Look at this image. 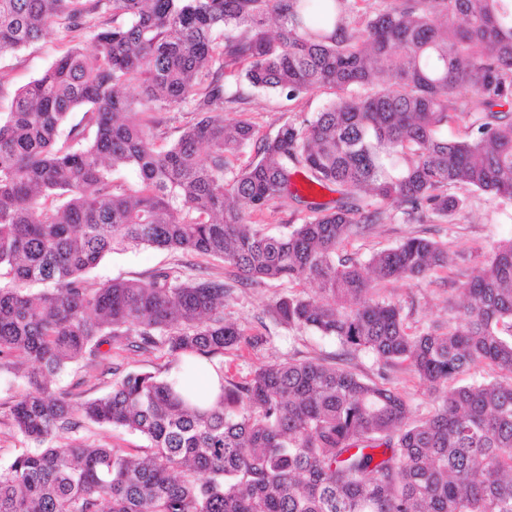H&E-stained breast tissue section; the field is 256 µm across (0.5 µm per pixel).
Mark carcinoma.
Wrapping results in <instances>:
<instances>
[{"label":"carcinoma","mask_w":512,"mask_h":512,"mask_svg":"<svg viewBox=\"0 0 512 512\" xmlns=\"http://www.w3.org/2000/svg\"><path fill=\"white\" fill-rule=\"evenodd\" d=\"M357 2L0 0V50L57 26L74 42L0 113V375L23 379L8 420L28 444L0 465V512H512V240L463 284L462 324L416 335L373 282L446 269L448 246L412 237L364 264L338 257L386 219L371 199L437 220L459 206L450 186L512 201V0ZM325 87L327 107L273 136L224 121L255 92ZM181 107L193 121L157 144L154 113ZM462 107L475 119L450 141L440 129ZM77 111L85 124L59 142ZM248 146L255 160L239 167ZM123 168L136 180L114 177ZM299 168L345 196L326 209L292 193ZM283 198L312 217L266 235L251 215ZM137 247L221 260L245 286L315 283L274 317L346 357L368 351L428 386L477 364L495 376L417 416L392 388L319 360L223 378L210 406L143 372L77 405L53 387L75 361L109 371L114 350L259 343L224 319L231 287L210 274L87 286L107 255ZM91 423L140 434L147 454L52 446Z\"/></svg>","instance_id":"carcinoma-1"}]
</instances>
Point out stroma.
Instances as JSON below:
<instances>
[{"instance_id":"stroma-1","label":"stroma","mask_w":512,"mask_h":512,"mask_svg":"<svg viewBox=\"0 0 512 512\" xmlns=\"http://www.w3.org/2000/svg\"><path fill=\"white\" fill-rule=\"evenodd\" d=\"M69 47L67 38L52 31L26 47L0 51V113L9 111L16 92L39 77ZM333 98L332 90L326 88L291 101L275 94L259 93L250 97L242 109L226 110L225 119L229 122L249 119L261 134L272 135L284 121L299 122L309 118L322 111ZM453 194L461 205L444 221L411 220L396 204L382 203L386 221L369 225L360 234L349 237L342 247L343 253L365 261L372 254L395 247L409 237L447 245L451 257L447 269L422 279L393 280L380 286L379 297L401 306L404 326L412 334L447 325L452 316L449 300L458 298L461 284L488 259L498 241L512 238V201H500L466 188L454 189ZM160 268L182 278L199 268L227 280L234 277L232 269L218 259L140 247L108 256L88 274L87 280L95 287L110 279L142 280ZM315 291V284L308 281L268 280L247 288L234 287L224 303L225 318L262 336L263 341L254 348L199 355L200 364L218 367L225 378L240 381L262 364L289 360L337 361L340 349L335 339L278 323L270 314L280 297L290 293L311 295ZM113 361L121 372H150L161 378L169 377L178 364L177 358L163 347L149 353L125 351L115 355ZM349 366L363 378L384 380L386 386L399 392L418 414L428 413L441 394L440 389L421 384L409 370L401 367L382 370L380 362L368 352L356 353ZM115 380V375L87 369L77 361L57 379L56 385L70 389L73 402L81 403L110 390ZM72 441L104 444L139 455L144 454L148 446L147 440L139 434L105 425L88 426L73 436Z\"/></svg>"}]
</instances>
